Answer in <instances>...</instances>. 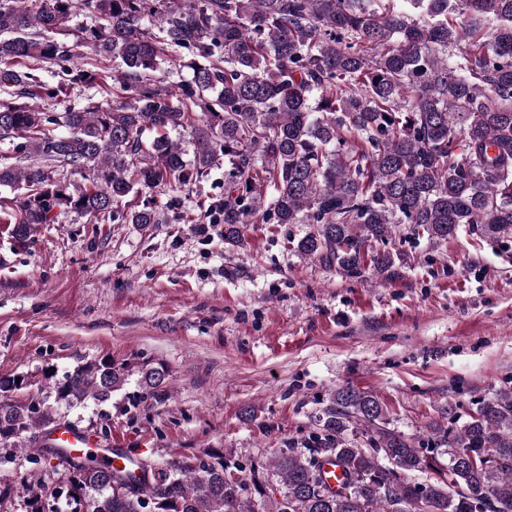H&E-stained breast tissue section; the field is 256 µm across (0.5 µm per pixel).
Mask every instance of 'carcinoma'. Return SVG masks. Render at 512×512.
Here are the masks:
<instances>
[{
	"mask_svg": "<svg viewBox=\"0 0 512 512\" xmlns=\"http://www.w3.org/2000/svg\"><path fill=\"white\" fill-rule=\"evenodd\" d=\"M29 2L0 0V141L17 153L0 162V186L14 193L0 200V224L20 242L61 207L155 224L148 193L201 183L221 160L224 198L211 213L227 245L255 217L311 224L297 251L362 278L405 261L402 224L436 242L463 227L512 241V0H83L103 24L74 40L78 0ZM85 44L120 71L69 70L70 80L105 93L116 81L127 100L59 115L33 107L65 87L20 65L72 63ZM173 64L189 71L176 93L162 78ZM180 128L190 160L169 138ZM68 168L90 184L55 178ZM128 377L127 366L90 360L52 394L70 407L105 402ZM165 381L162 367L140 369L151 393ZM33 385L0 377V450L40 464L60 451L42 443L57 421L23 394ZM351 426L367 428L369 447L345 439ZM481 455L489 464L473 466ZM329 463L344 474L335 489ZM66 464L65 484L29 491L27 512L60 497L69 512H266L268 500L275 512H416L418 502L424 512H512V386L461 425L448 408V425L424 438L387 427L373 394L340 387L303 447L246 473L215 449L143 468L118 493L106 483L112 465L92 454Z\"/></svg>",
	"mask_w": 512,
	"mask_h": 512,
	"instance_id": "carcinoma-1",
	"label": "carcinoma"
}]
</instances>
